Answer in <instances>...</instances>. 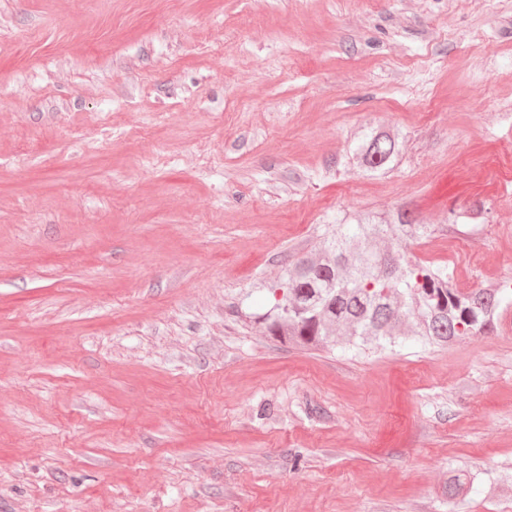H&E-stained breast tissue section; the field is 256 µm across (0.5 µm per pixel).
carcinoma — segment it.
Listing matches in <instances>:
<instances>
[{"label": "carcinoma", "instance_id": "carcinoma-1", "mask_svg": "<svg viewBox=\"0 0 512 512\" xmlns=\"http://www.w3.org/2000/svg\"><path fill=\"white\" fill-rule=\"evenodd\" d=\"M402 147L398 134L371 128L355 144L352 160L365 174L380 176L398 165ZM428 230L408 210L389 222L369 213L336 222L324 232L321 256L283 269L268 288V309L254 322L285 344L307 350L339 345L360 354L381 353L409 339L444 347L494 332L512 288L462 293L448 269L380 245L386 236L402 242L420 239ZM475 479L469 469L451 470L448 499L465 495ZM485 493L512 496V472L501 473Z\"/></svg>", "mask_w": 512, "mask_h": 512}]
</instances>
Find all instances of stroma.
Returning <instances> with one entry per match:
<instances>
[{
  "label": "stroma",
  "instance_id": "obj_1",
  "mask_svg": "<svg viewBox=\"0 0 512 512\" xmlns=\"http://www.w3.org/2000/svg\"><path fill=\"white\" fill-rule=\"evenodd\" d=\"M403 207L411 259L512 282V0H0V512H512V304L369 356L248 318ZM399 135L382 127L363 133L352 150L354 164L369 176H380L398 165L402 154ZM476 475L471 470L465 468H454L448 474V486H446V493L448 499H456L464 496L469 488L473 485Z\"/></svg>",
  "mask_w": 512,
  "mask_h": 512
}]
</instances>
